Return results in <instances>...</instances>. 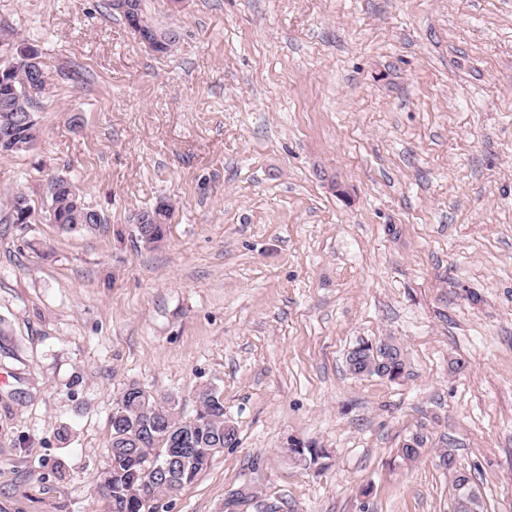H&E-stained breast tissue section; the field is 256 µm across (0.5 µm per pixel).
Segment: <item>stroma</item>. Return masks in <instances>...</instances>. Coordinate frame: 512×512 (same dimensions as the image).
<instances>
[{"label": "stroma", "mask_w": 512, "mask_h": 512, "mask_svg": "<svg viewBox=\"0 0 512 512\" xmlns=\"http://www.w3.org/2000/svg\"><path fill=\"white\" fill-rule=\"evenodd\" d=\"M144 6L168 53L107 0H0L49 73L0 157V512H102L133 383L238 432L161 512H452L448 450L512 512V0ZM54 174L107 225L4 222ZM383 339L405 374L353 375ZM172 213H173L172 207L169 210L160 213V219L158 220V222L156 224H154V223L157 220L158 213H155V214L144 213V214L137 215L136 223L142 228L141 238L143 240H146V243L144 245L151 246V245L158 243V242L151 243L152 238H151V233L148 230V228H149L148 225L152 224L155 235L159 238H162V237H164L165 232H166V226H167L166 224L170 223V220L172 218Z\"/></svg>", "instance_id": "35a3bbf8"}]
</instances>
